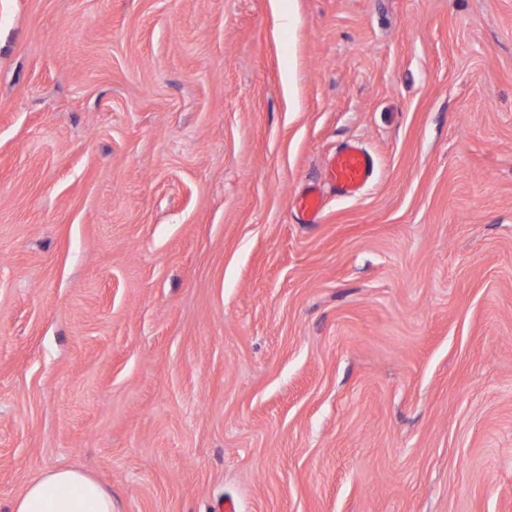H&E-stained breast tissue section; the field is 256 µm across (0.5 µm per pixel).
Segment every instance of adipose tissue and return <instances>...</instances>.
<instances>
[{
	"mask_svg": "<svg viewBox=\"0 0 512 512\" xmlns=\"http://www.w3.org/2000/svg\"><path fill=\"white\" fill-rule=\"evenodd\" d=\"M10 512H115L112 493L74 467H56L29 482Z\"/></svg>",
	"mask_w": 512,
	"mask_h": 512,
	"instance_id": "adipose-tissue-1",
	"label": "adipose tissue"
}]
</instances>
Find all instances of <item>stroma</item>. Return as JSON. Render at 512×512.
<instances>
[{
    "label": "stroma",
    "mask_w": 512,
    "mask_h": 512,
    "mask_svg": "<svg viewBox=\"0 0 512 512\" xmlns=\"http://www.w3.org/2000/svg\"><path fill=\"white\" fill-rule=\"evenodd\" d=\"M60 465L512 512V0H0V512ZM373 170L371 155L362 146L346 145L329 160L328 174L336 189L355 196L369 182ZM321 213V191L311 185L300 200V214L306 224H317Z\"/></svg>",
    "instance_id": "obj_1"
}]
</instances>
